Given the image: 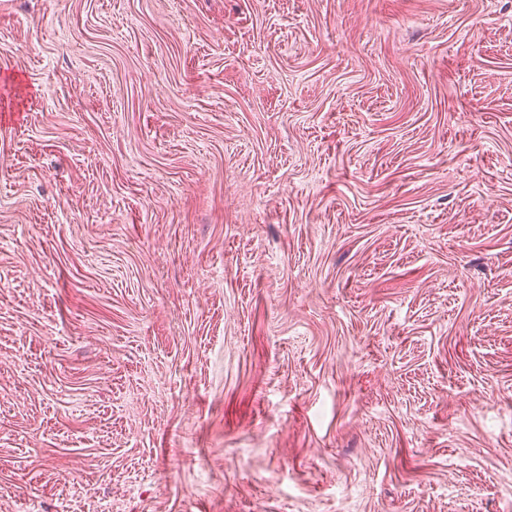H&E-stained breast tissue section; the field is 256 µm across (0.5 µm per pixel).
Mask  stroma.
I'll return each instance as SVG.
<instances>
[{
  "label": "stroma",
  "mask_w": 512,
  "mask_h": 512,
  "mask_svg": "<svg viewBox=\"0 0 512 512\" xmlns=\"http://www.w3.org/2000/svg\"><path fill=\"white\" fill-rule=\"evenodd\" d=\"M0 512H512V0H0Z\"/></svg>",
  "instance_id": "obj_1"
}]
</instances>
